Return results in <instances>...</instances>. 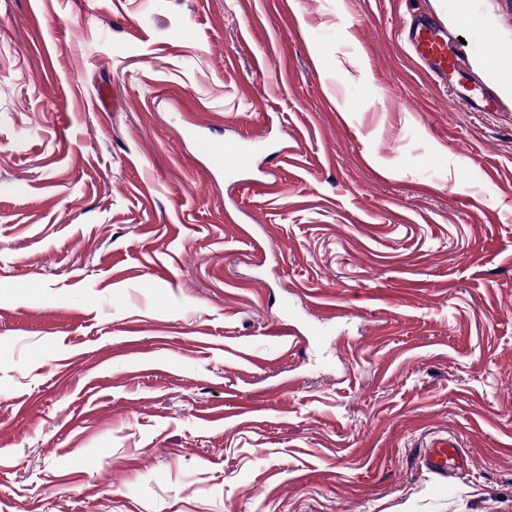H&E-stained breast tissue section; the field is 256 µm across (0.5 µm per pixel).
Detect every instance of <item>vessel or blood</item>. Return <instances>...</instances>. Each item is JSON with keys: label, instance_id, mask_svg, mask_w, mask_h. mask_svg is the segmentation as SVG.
I'll use <instances>...</instances> for the list:
<instances>
[{"label": "vessel or blood", "instance_id": "1", "mask_svg": "<svg viewBox=\"0 0 512 512\" xmlns=\"http://www.w3.org/2000/svg\"><path fill=\"white\" fill-rule=\"evenodd\" d=\"M404 41L428 75L436 83L449 85L452 76L464 69V60L452 50L447 29L432 18L420 15L412 18L402 31ZM455 100L471 112H491L497 106L496 97L482 85H474L455 93ZM258 134L230 141H203L201 151L209 170L228 176L251 167ZM421 463L426 471L440 480H448L469 467L470 459L463 452L455 434L431 437L422 445Z\"/></svg>", "mask_w": 512, "mask_h": 512}]
</instances>
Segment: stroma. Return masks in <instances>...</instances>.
Segmentation results:
<instances>
[{
  "label": "stroma",
  "instance_id": "stroma-1",
  "mask_svg": "<svg viewBox=\"0 0 512 512\" xmlns=\"http://www.w3.org/2000/svg\"><path fill=\"white\" fill-rule=\"evenodd\" d=\"M0 512H512V0H0ZM402 36L428 75L439 85L449 88L450 78L461 75L464 60L451 49L448 31L439 22L423 15L414 17L404 26ZM451 92L455 100L470 112H493L497 106L496 97L479 84L464 88V92ZM259 134L253 133L230 141H203L201 151L209 171L232 176L251 167ZM423 448L421 463L426 471L444 483L460 470L470 467V458L465 455L455 434L447 433L431 437L419 445Z\"/></svg>",
  "mask_w": 512,
  "mask_h": 512
}]
</instances>
